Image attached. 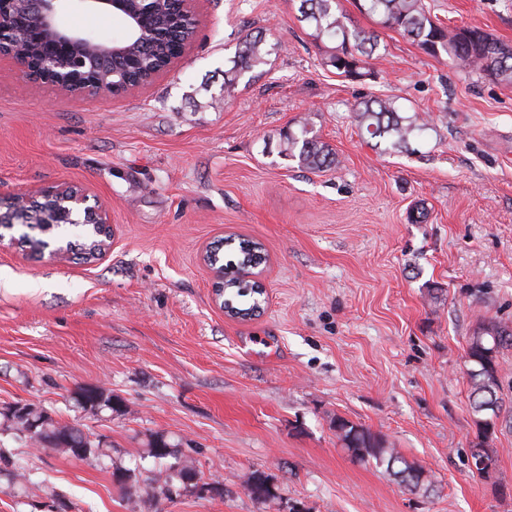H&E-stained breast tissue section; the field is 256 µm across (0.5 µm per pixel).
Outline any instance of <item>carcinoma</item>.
I'll return each instance as SVG.
<instances>
[{"mask_svg": "<svg viewBox=\"0 0 512 512\" xmlns=\"http://www.w3.org/2000/svg\"><path fill=\"white\" fill-rule=\"evenodd\" d=\"M365 13L378 18L379 23L388 29L400 33L410 40L422 52L436 56L445 52L463 67L485 74L489 67L495 69V80L512 83V53L507 54V44L495 38L483 29L471 26L469 32L474 36L470 42H461L456 28L435 22L427 10L424 0H361ZM310 11L307 23L313 30L312 37L317 42H328L324 56V65L332 67L336 73L351 80L360 81L371 75L368 58L373 55L377 46V37L368 31L348 27L343 16L338 14V0H301ZM171 4L168 0H159L155 25L162 30H174L171 19ZM174 43L167 40L157 43L147 51L137 53L139 65L132 70L119 69L114 74L105 70L100 76L109 82L135 81L150 75L166 60ZM269 50L265 47L262 35L251 33L242 39L238 51L232 60V66L224 71V96L229 97L235 90L240 77L264 63ZM359 128L376 144L387 143L395 149H409L411 140L427 129L428 121L418 113L402 116L394 103L388 99H369L360 103L355 109ZM288 156L295 157L299 165L310 171H321L335 162V157L327 146L317 137L309 135L306 128L297 134L288 135ZM27 228L34 234L23 233L18 242L26 244L31 252L38 253L49 246V238L58 232L55 224H40ZM97 236L94 229L89 228L83 238L68 241L66 245L73 251L85 253L84 260L97 259L95 247ZM233 258L225 259L221 247L212 248V255L218 264L227 270L242 269L247 266L263 264L261 246L251 240L242 239L237 246L231 248ZM260 285L253 280L228 279L224 283V309L226 312L241 319H250L259 315L257 312L261 302L258 292ZM512 348V326L496 320H484L473 330L467 344L465 358L468 365L467 376L470 391V405L476 416L477 439L476 451L472 457H481L487 465L481 469L484 476L496 470L498 455L490 448V441L496 433V425L488 422V418L497 416L502 407L501 381L499 376V355L501 351ZM79 403L86 408L98 410L102 407L113 408L112 394L98 388L80 391ZM40 419L45 427V435L52 438L68 428V425L54 421L46 412L31 405L26 415L6 414L7 419L14 422L22 431H27L28 417ZM336 437L350 456L360 462H374L377 466H386V472L398 483L411 492H429L433 481L424 477V472L408 464L398 451L384 445L382 437L370 429L354 424L344 418H336ZM83 443V452L73 448L66 449L58 444L52 448L76 459H86L99 454L100 443L90 439V435L79 433ZM194 469L192 461H176L167 468L166 476L152 475L145 479L146 486L160 489L168 495L173 478L184 480ZM246 490L257 500L276 498L274 489L267 476L254 471L246 482Z\"/></svg>", "mask_w": 512, "mask_h": 512, "instance_id": "carcinoma-1", "label": "carcinoma"}]
</instances>
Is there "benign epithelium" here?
<instances>
[{
    "label": "benign epithelium",
    "instance_id": "obj_1",
    "mask_svg": "<svg viewBox=\"0 0 512 512\" xmlns=\"http://www.w3.org/2000/svg\"><path fill=\"white\" fill-rule=\"evenodd\" d=\"M61 0H0V57L16 61L19 72L34 83H48L59 95L105 97L115 89L93 81L85 72L95 60L117 61L131 66L136 60L134 48L121 41L102 42L78 29L63 25L59 17ZM86 9L103 13H120L138 33L140 41H150L156 31L150 7L151 0H76ZM177 9L178 24L196 30L197 0H171ZM41 198L54 204L73 226L112 224L107 204L90 196L76 186L59 183L40 187L31 194H0V224H16L17 213L5 209L6 201L18 198L27 203Z\"/></svg>",
    "mask_w": 512,
    "mask_h": 512
}]
</instances>
